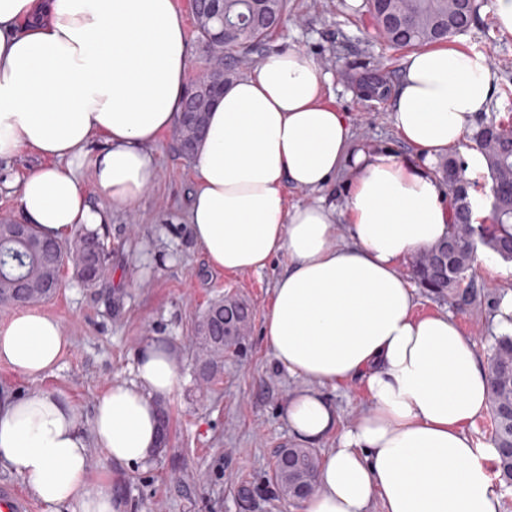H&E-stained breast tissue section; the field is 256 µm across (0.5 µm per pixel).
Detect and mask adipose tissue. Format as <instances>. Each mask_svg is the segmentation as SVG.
<instances>
[{
	"mask_svg": "<svg viewBox=\"0 0 512 512\" xmlns=\"http://www.w3.org/2000/svg\"><path fill=\"white\" fill-rule=\"evenodd\" d=\"M187 73L174 0H0V158L31 149L50 160L21 183L25 222L62 242L138 201L157 180L151 148L176 121ZM329 81L288 49L227 83L186 217L212 268L258 272L288 257L261 336L299 381L284 412L295 443L336 440L300 512H500L494 444L468 431L488 408L483 360L453 316L419 312L402 272L450 229L439 156L459 148L469 177L485 169L465 141L495 75L453 46L408 54L390 106L403 153L355 144L349 115L324 98ZM97 137L106 147L93 155ZM86 173L108 208L90 205ZM340 175L339 206L321 192ZM289 186L311 200L288 205ZM67 347L60 322L39 311L0 326V364L34 380ZM179 363L166 341L144 339L133 378L113 381L88 417L55 390L0 388V471L54 512H118L109 488H90L89 461L155 456L158 405ZM349 385L369 410L345 428L329 392Z\"/></svg>",
	"mask_w": 512,
	"mask_h": 512,
	"instance_id": "ef3b65f1",
	"label": "adipose tissue"
}]
</instances>
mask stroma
Wrapping results in <instances>:
<instances>
[{"instance_id":"stroma-1","label":"stroma","mask_w":512,"mask_h":512,"mask_svg":"<svg viewBox=\"0 0 512 512\" xmlns=\"http://www.w3.org/2000/svg\"><path fill=\"white\" fill-rule=\"evenodd\" d=\"M476 2L474 23L450 42L485 55L498 87L488 113L512 120V36L497 29L494 0ZM265 48L299 49L331 74L326 98L350 116L355 142L400 148L389 98L365 97L358 78L382 68L399 80L406 52L378 36L366 0H288V19ZM152 154L155 185L135 204L113 210L99 229L110 252L107 277L87 286L65 267L60 290L39 307L60 321L66 352L38 380L0 365V387L25 395L54 389L88 414L112 381L131 379L143 339L168 340L181 357L179 384L164 400L169 447L132 467L93 454L90 485L111 489L121 512H299L272 480L276 451L292 443L284 410L297 381L275 365L260 336L288 258L260 272L211 268L184 220L195 171L176 131L163 133ZM43 163L31 150L0 159V216L20 220V182ZM227 295L250 305L251 330L240 348L225 353L219 380L206 386L197 377L194 328L210 303Z\"/></svg>"}]
</instances>
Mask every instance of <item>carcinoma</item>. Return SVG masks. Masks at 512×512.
<instances>
[{"label":"carcinoma","mask_w":512,"mask_h":512,"mask_svg":"<svg viewBox=\"0 0 512 512\" xmlns=\"http://www.w3.org/2000/svg\"><path fill=\"white\" fill-rule=\"evenodd\" d=\"M369 12L381 34L390 44L401 48H419L443 43L449 37L470 28L476 13L475 0H368ZM268 11L281 19L288 17L287 0H224V19L235 25L233 35L223 42L210 39L219 24L218 16L202 20L200 35L207 49L224 60V54L259 49L270 33L255 17ZM369 98L385 97L390 92L386 74L376 73L361 85ZM208 113L198 112L178 120L181 143H198L197 127ZM474 142L482 150L491 180L492 220L475 224L469 198V183L461 164L453 159L440 169L453 201V224L448 237L418 252L412 261L416 282L430 295L448 301L461 310L479 309L493 319L502 299L509 294L500 289L491 297L473 283H465L478 251L483 245L505 261H512V124L494 118L483 123ZM87 233L70 244H61L45 253V239L30 226L12 221L0 222V304L33 306L53 298V286L61 280L63 268L72 265L76 277L85 285H96L108 271L109 252ZM26 283L25 294L16 297L17 281ZM234 319L216 335L224 318V301L210 304L195 329L198 349V376L210 382L219 375L224 353L235 350L248 335L250 311L237 300ZM489 376L488 405L492 413L496 447L512 448V335L496 331L487 354ZM321 457L313 448L293 445L276 452L273 479L280 494L292 501L316 490ZM495 470L504 484H512V453L497 452Z\"/></svg>","instance_id":"obj_1"}]
</instances>
